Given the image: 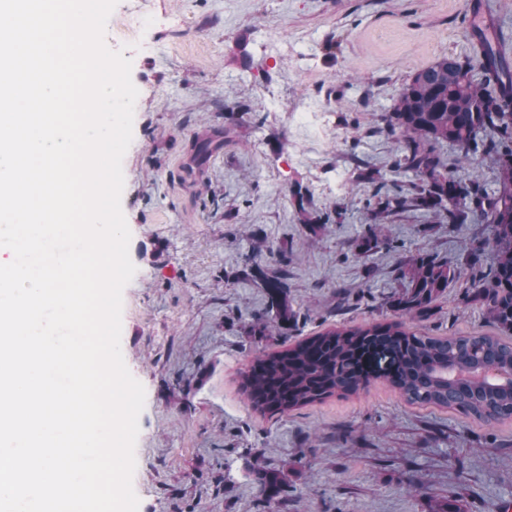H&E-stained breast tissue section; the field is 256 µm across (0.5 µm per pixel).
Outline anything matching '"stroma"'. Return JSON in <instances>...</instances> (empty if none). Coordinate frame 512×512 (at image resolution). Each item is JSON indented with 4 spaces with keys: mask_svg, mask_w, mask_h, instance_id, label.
<instances>
[{
    "mask_svg": "<svg viewBox=\"0 0 512 512\" xmlns=\"http://www.w3.org/2000/svg\"><path fill=\"white\" fill-rule=\"evenodd\" d=\"M468 0H119L106 43L131 59L139 91L122 162L121 207L137 272L123 291L121 349L146 391L133 488L139 512H254L262 469L291 491L271 512H512V419L486 425L409 404L376 370L369 384L287 415L252 408L242 375L253 358L336 327L398 319L386 297L406 286L403 254L457 263L487 222L448 228L418 211L395 217L398 248L353 259L366 185L356 166L388 172L392 141L369 135L420 69L465 57ZM150 25L133 27L132 13ZM325 113L313 129L303 110ZM213 128L224 146L183 165ZM342 206L340 223H299ZM288 252L286 333H250L267 305L242 277L255 248ZM450 285L433 314L410 321L433 336L494 335ZM296 206L300 224H305L312 231H315V229L320 227V225L337 224L342 214L341 206L338 205L333 211L322 212L321 214L313 217L308 211L305 205L304 195L300 191L297 192Z\"/></svg>",
    "mask_w": 512,
    "mask_h": 512,
    "instance_id": "stroma-1",
    "label": "stroma"
}]
</instances>
